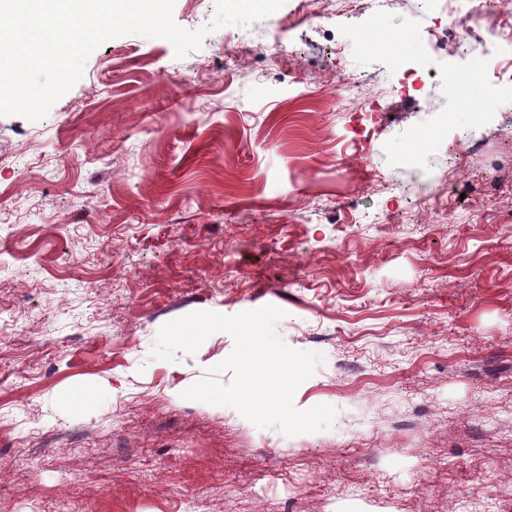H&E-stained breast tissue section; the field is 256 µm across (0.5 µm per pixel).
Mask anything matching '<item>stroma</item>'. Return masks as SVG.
Listing matches in <instances>:
<instances>
[{
	"label": "stroma",
	"instance_id": "35a3bbf8",
	"mask_svg": "<svg viewBox=\"0 0 512 512\" xmlns=\"http://www.w3.org/2000/svg\"><path fill=\"white\" fill-rule=\"evenodd\" d=\"M302 9L182 59L113 38L43 120L0 116V512H512V85L467 78L495 39L440 0ZM444 24L427 63L393 41ZM268 305L329 430L183 399L227 333L151 355Z\"/></svg>",
	"mask_w": 512,
	"mask_h": 512
}]
</instances>
